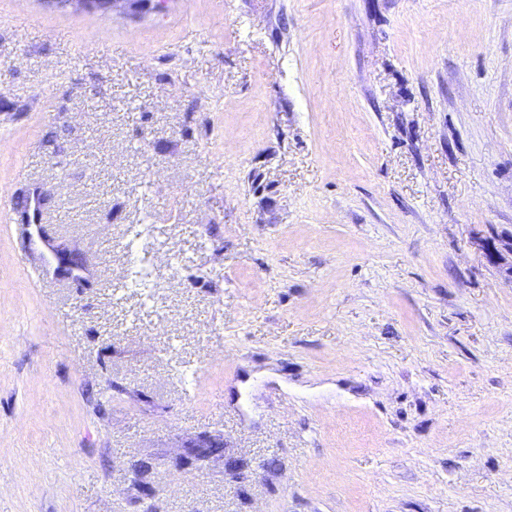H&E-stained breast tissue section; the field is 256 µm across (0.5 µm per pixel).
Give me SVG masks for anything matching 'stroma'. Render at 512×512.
Here are the masks:
<instances>
[{
	"label": "stroma",
	"instance_id": "obj_1",
	"mask_svg": "<svg viewBox=\"0 0 512 512\" xmlns=\"http://www.w3.org/2000/svg\"><path fill=\"white\" fill-rule=\"evenodd\" d=\"M165 3L0 0V512H512V0Z\"/></svg>",
	"mask_w": 512,
	"mask_h": 512
}]
</instances>
